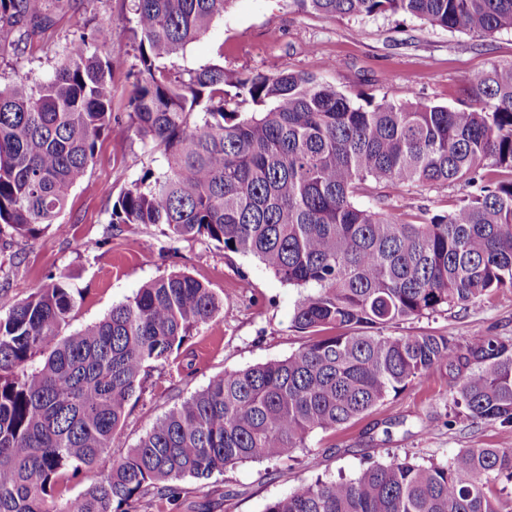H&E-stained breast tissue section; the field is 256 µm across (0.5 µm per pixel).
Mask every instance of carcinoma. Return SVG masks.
Instances as JSON below:
<instances>
[{
	"label": "carcinoma",
	"mask_w": 512,
	"mask_h": 512,
	"mask_svg": "<svg viewBox=\"0 0 512 512\" xmlns=\"http://www.w3.org/2000/svg\"><path fill=\"white\" fill-rule=\"evenodd\" d=\"M233 0H130L140 68L127 121L113 113L112 27L70 41L52 74L0 89V229L25 238L58 217L120 128L159 154L112 205L107 230L160 226L168 242L207 238L256 257L307 290L290 356L228 370L111 454L129 404L183 354L219 300L186 272L146 283L101 320L60 337L81 302L65 276L29 297L0 293V512H162L185 477L247 461L286 463L315 432H334L416 380L455 368L453 401L499 426L494 448L444 463L391 459L350 478L317 479L265 512H504L512 484V341L460 345L431 333L386 336L403 321L512 289V66L473 73L457 107L421 97L352 98L318 77L228 74L165 61ZM300 13L404 14L477 38L512 30V0H288ZM49 0H0V28L42 27ZM471 188L411 219L387 203L409 186ZM379 204L360 202L377 189ZM86 470L99 479L67 494Z\"/></svg>",
	"instance_id": "1"
}]
</instances>
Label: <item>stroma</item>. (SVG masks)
Returning <instances> with one entry per match:
<instances>
[{
	"mask_svg": "<svg viewBox=\"0 0 512 512\" xmlns=\"http://www.w3.org/2000/svg\"><path fill=\"white\" fill-rule=\"evenodd\" d=\"M50 16L49 29L33 41L19 44L14 35L0 34V85L25 73L50 75L76 35L77 21L108 24L116 54L113 111L125 115L139 68L127 0H68ZM493 62L512 65V31L481 39L401 15L349 19L297 13L288 0H234L223 17L171 60L178 70L220 64L238 73L274 66L314 74L352 97L362 93L401 102L417 95L448 107L463 97L469 76ZM161 168L159 158L137 137H102L61 217L66 234L48 230L25 239L11 229L0 230V283L12 299H25L48 275L58 273L81 291L83 300L65 328L69 334L102 319L113 305L170 270L190 273L222 300L216 321L196 328L188 342L195 354L192 368L167 366L130 406L112 443L117 456L126 454L174 405L224 371L288 357L302 343L291 326L299 291L282 284L256 259L224 253L202 237L180 241L175 253L165 256L154 226L108 237L106 220L114 201L146 171ZM465 192L461 184L413 186L392 203L406 214L422 208L439 212ZM388 333L446 334L460 343L476 333L512 339V290L465 310L454 308L390 327ZM452 377L450 370H435L346 428L313 433L296 461L247 462L204 482L183 479L178 512H198L203 503L210 512H264L269 501L288 495L305 479L352 476L394 455L444 462L464 448L495 447L497 426L473 422L453 405L448 393Z\"/></svg>",
	"mask_w": 512,
	"mask_h": 512,
	"instance_id": "obj_1",
	"label": "stroma"
}]
</instances>
